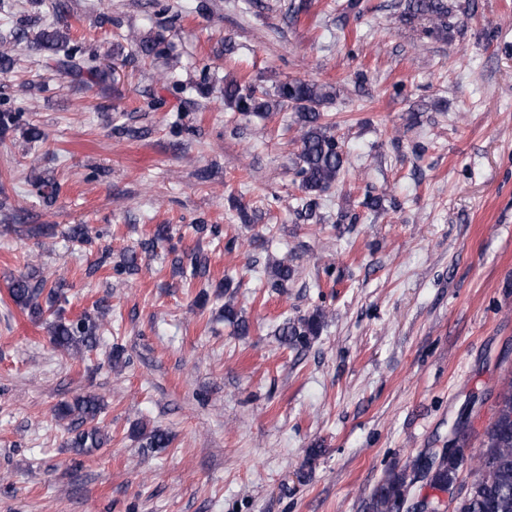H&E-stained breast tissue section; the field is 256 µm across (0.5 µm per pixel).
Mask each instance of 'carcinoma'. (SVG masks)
<instances>
[{
  "instance_id": "cac0c4a2",
  "label": "carcinoma",
  "mask_w": 512,
  "mask_h": 512,
  "mask_svg": "<svg viewBox=\"0 0 512 512\" xmlns=\"http://www.w3.org/2000/svg\"><path fill=\"white\" fill-rule=\"evenodd\" d=\"M451 9L448 0H407L405 15L412 21L428 18L439 33L448 29ZM26 44L37 50L50 52L46 67L54 68L79 82H92L104 74L97 57L86 44L70 36L68 27L50 26L39 30L22 20L5 33H0V69L14 67L12 48ZM134 55L142 60L165 52L162 36L142 38L134 42ZM330 97L327 87L306 79L280 82L269 90L262 85L241 86L236 80L224 81V106L243 115L291 109L300 125L299 149L293 174L299 181L305 197L302 198L300 217L309 220L315 214L318 198L329 191L345 171L344 144L334 133L336 124L327 120L319 106ZM22 128L29 142L45 141L48 134L25 119V109L19 106L0 109V137L12 129ZM43 200L51 205L56 199L55 182L46 177L31 179ZM176 268L187 265L194 277L206 274L207 264L200 253L178 258ZM267 285L275 290L288 287L294 269L286 261H274L267 266ZM68 289L62 278L52 279L35 270L8 280V294L19 309L30 319L46 325L55 349L79 358L98 344L103 320L110 311L105 302L95 305L77 319L65 316ZM224 319L233 324L235 333L245 335L248 325L232 302L224 303ZM322 313L316 311L298 321L286 320L274 335L280 342L298 346L319 334ZM101 400L94 395H79L58 408L57 417L70 421L72 436L69 445L80 456H89L110 440L106 429L96 422L101 413ZM145 448H166L168 433L158 427L137 428ZM463 459L448 454V449L419 454L410 466L391 470L377 485L364 505V512H411L408 490L422 482L434 492L448 494L453 512H512V372L504 375L496 396L493 416L484 428L474 479L468 486L459 481Z\"/></svg>"
}]
</instances>
